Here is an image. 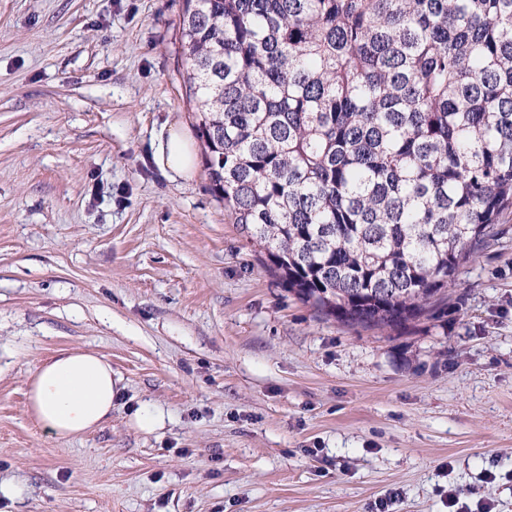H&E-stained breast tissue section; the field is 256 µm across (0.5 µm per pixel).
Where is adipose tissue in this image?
<instances>
[{
    "mask_svg": "<svg viewBox=\"0 0 512 512\" xmlns=\"http://www.w3.org/2000/svg\"><path fill=\"white\" fill-rule=\"evenodd\" d=\"M156 165L188 180L196 156L181 125L168 126L156 145ZM116 383L111 365L92 352H64L47 360L33 375L30 403L40 424L58 437L82 434L112 415Z\"/></svg>",
    "mask_w": 512,
    "mask_h": 512,
    "instance_id": "ef3b65f1",
    "label": "adipose tissue"
}]
</instances>
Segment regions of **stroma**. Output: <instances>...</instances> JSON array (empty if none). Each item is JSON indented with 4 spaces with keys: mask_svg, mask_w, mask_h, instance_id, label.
Listing matches in <instances>:
<instances>
[{
    "mask_svg": "<svg viewBox=\"0 0 512 512\" xmlns=\"http://www.w3.org/2000/svg\"><path fill=\"white\" fill-rule=\"evenodd\" d=\"M183 6L0 0V512H512V212L447 317L319 314L204 163L153 161L168 125L194 128ZM63 349L118 389L74 438L29 405Z\"/></svg>",
    "mask_w": 512,
    "mask_h": 512,
    "instance_id": "35a3bbf8",
    "label": "stroma"
}]
</instances>
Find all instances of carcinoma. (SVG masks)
<instances>
[{"instance_id":"obj_1","label":"carcinoma","mask_w":512,"mask_h":512,"mask_svg":"<svg viewBox=\"0 0 512 512\" xmlns=\"http://www.w3.org/2000/svg\"><path fill=\"white\" fill-rule=\"evenodd\" d=\"M211 189L283 287L438 320L512 209V0H184Z\"/></svg>"}]
</instances>
